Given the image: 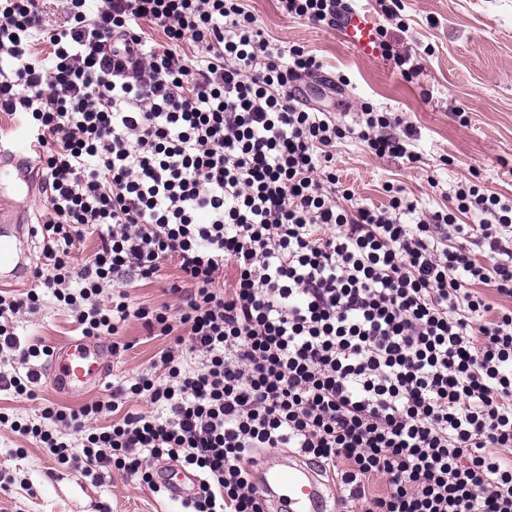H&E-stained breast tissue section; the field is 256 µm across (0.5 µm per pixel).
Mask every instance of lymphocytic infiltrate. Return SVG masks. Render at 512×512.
I'll return each instance as SVG.
<instances>
[{
    "label": "lymphocytic infiltrate",
    "instance_id": "obj_1",
    "mask_svg": "<svg viewBox=\"0 0 512 512\" xmlns=\"http://www.w3.org/2000/svg\"><path fill=\"white\" fill-rule=\"evenodd\" d=\"M276 2L315 25L340 17L338 0ZM322 67L272 45L244 0H0V112L25 129L50 212L30 289L0 294V353L25 368L0 388L32 398L42 383L52 350L14 322L45 294L82 336L133 319L174 339L107 398L45 406L38 423L1 411L0 426L152 489L154 466L177 463L199 478L185 512H265L264 448L299 449L363 512H512V309L472 288L512 297V203L473 182L451 210L420 211L390 183L387 205L359 203L337 142L419 156L370 103L355 126L303 103L298 80ZM471 212L479 223H459ZM172 258L179 305L135 301ZM134 398L158 414L123 412Z\"/></svg>",
    "mask_w": 512,
    "mask_h": 512
}]
</instances>
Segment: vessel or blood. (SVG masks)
I'll return each instance as SVG.
<instances>
[{
  "instance_id": "obj_1",
  "label": "vessel or blood",
  "mask_w": 512,
  "mask_h": 512,
  "mask_svg": "<svg viewBox=\"0 0 512 512\" xmlns=\"http://www.w3.org/2000/svg\"><path fill=\"white\" fill-rule=\"evenodd\" d=\"M340 31L354 47L365 53L376 51V27L369 15L358 10H349L340 22ZM34 159L27 143L0 147V171L10 165H33ZM110 352L103 346L85 337L71 339L65 347L55 353L46 365L44 373L54 388L69 395L84 394L89 386H101L110 371ZM261 479L259 492L273 506L283 512H330L327 500L321 491L320 481L309 469L290 466L289 469L268 472L259 466ZM163 481L172 501L189 498L191 487L198 479L191 473L181 476H164Z\"/></svg>"
}]
</instances>
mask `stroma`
<instances>
[{
  "mask_svg": "<svg viewBox=\"0 0 512 512\" xmlns=\"http://www.w3.org/2000/svg\"><path fill=\"white\" fill-rule=\"evenodd\" d=\"M404 27L387 24L378 0L357 6L376 25H387L395 49L417 51L422 70L404 80L385 58L368 57L344 41L340 31L285 17L276 0H248L273 43L306 45L323 63L316 75L299 83L301 95L338 121L356 125L360 102L397 113L412 127L420 162L380 159L357 141L335 147L336 173L353 187L360 202L386 205L385 182L400 184L409 200L427 211L451 206L458 184L479 176L485 189L512 199V0H403ZM346 74L350 86L331 81ZM468 125H461L459 113ZM0 205L26 213L31 224L48 214L40 171L30 183L0 178ZM21 341L35 338L58 347L74 337L70 312L42 297L37 309L18 322ZM123 348L112 358L109 381H120L150 368L164 337L148 335L140 324H125ZM77 408L81 402L43 385L36 398L0 392V411L22 421L39 416L47 405ZM166 493L153 492L137 477L114 468L99 476L59 464L38 441L0 430V512H181Z\"/></svg>",
  "mask_w": 512,
  "mask_h": 512,
  "instance_id": "35a3bbf8",
  "label": "stroma"
}]
</instances>
